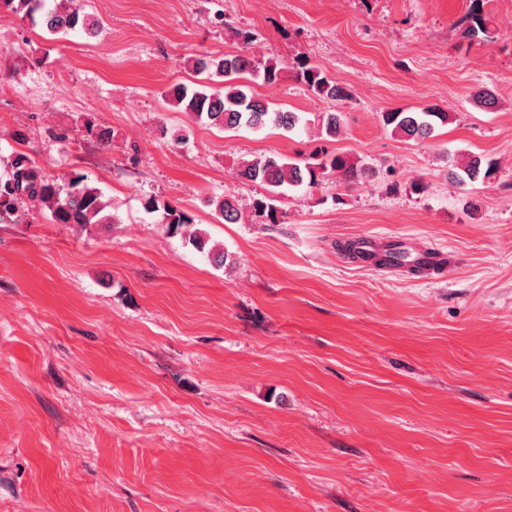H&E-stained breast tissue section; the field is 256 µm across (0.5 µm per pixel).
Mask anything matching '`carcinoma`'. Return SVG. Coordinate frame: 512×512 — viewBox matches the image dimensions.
<instances>
[{
  "label": "carcinoma",
  "mask_w": 512,
  "mask_h": 512,
  "mask_svg": "<svg viewBox=\"0 0 512 512\" xmlns=\"http://www.w3.org/2000/svg\"><path fill=\"white\" fill-rule=\"evenodd\" d=\"M0 9L29 19L52 36L82 32L95 37L100 33L98 22L81 10L76 0H56L52 9L46 7L45 0H0ZM469 21L468 34L475 37L488 32V20L482 13L480 0H473ZM186 65L195 73L206 75L205 80L193 86L174 84L163 92L164 100L173 110L184 112L195 123L209 128H245L259 132L271 126L291 132L313 124L320 138L334 139L342 131L343 112L338 107L353 99V93L338 84L324 68L302 60L297 65L296 78L312 95L333 105V110L310 120L302 112L274 108L267 98L255 94L243 81L244 76L249 75L269 87L276 85L283 71L276 61H262L244 54H225L190 57ZM381 120L393 135L425 140L433 137L436 124L448 122L449 114L431 107L419 112L397 109L381 113ZM84 127L87 136L102 147L112 140V130L106 126L87 119ZM448 163L451 166L450 178L458 186L484 182L497 171L494 163L471 154L454 156ZM13 169L12 178L0 182V213L13 210L16 204L27 198L37 201L42 209L49 212L50 220L55 224H69L86 230L117 223L102 192L89 185L84 177L78 175L62 184L44 174L21 153L16 154ZM328 172L336 173L346 182H354L369 176L372 170L358 159L337 153H325L314 162L279 154L247 159L240 162L238 175L244 180L264 185L267 194L248 202L226 195L213 196L206 200V206L226 223L235 224L255 218L261 224H277L278 197L284 194V190L302 185L313 187ZM160 207L165 211L166 223L181 231L185 242L206 254L215 267L221 269L234 264V257L212 242L207 232L193 224L186 213L168 203L161 205L153 198L146 202L149 210Z\"/></svg>",
  "instance_id": "obj_1"
}]
</instances>
